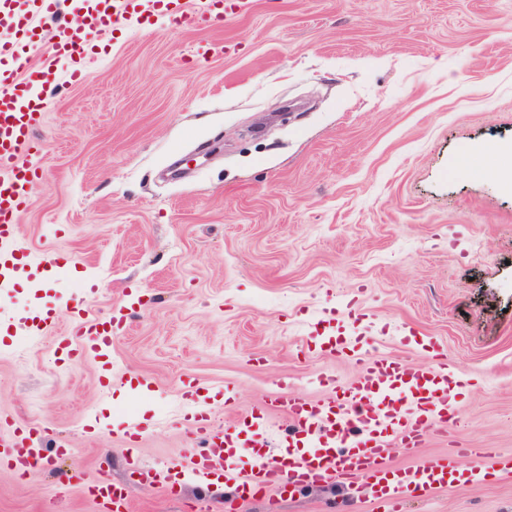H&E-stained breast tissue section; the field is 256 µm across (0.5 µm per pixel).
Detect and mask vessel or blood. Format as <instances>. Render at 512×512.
<instances>
[{"label":"vessel or blood","instance_id":"1","mask_svg":"<svg viewBox=\"0 0 512 512\" xmlns=\"http://www.w3.org/2000/svg\"><path fill=\"white\" fill-rule=\"evenodd\" d=\"M239 0H76L72 21L51 31L53 57L33 68L28 48L37 35L34 18L60 10L61 0H0V31L11 34L0 41V279L22 272L28 254L19 238L20 213L31 204V190L40 178L39 166L30 157L37 148L36 131L44 114L38 91L52 72L55 59L70 60L69 78L79 81L83 59L98 55L95 37L104 30L118 31L130 17L156 18L179 28L221 29L226 13ZM74 326L56 332L52 315L32 317L29 330L53 336L58 350L69 361L91 353L109 356L112 351L111 318L85 319L84 300L71 308ZM313 355L355 360L358 378L337 386L335 394L311 402L292 394L274 398L270 411L288 420L296 434L311 436L313 446L274 453L256 444V432L265 428L268 413L238 416L232 423L217 424L210 409L197 403L190 420L198 446L186 449L183 462L161 470L149 469L136 454L127 461L135 474H149L161 490L172 491L186 478L209 483H231L242 498L282 489L331 481L364 482L372 498L388 501L403 491L433 492L461 481H477L483 471L512 472V453L476 454L467 474H459L450 461L424 462L403 469L390 468L392 443L415 448L425 432L446 433L460 423L457 397L468 385L442 362L430 365L406 359L377 356L371 341L351 340L334 326L324 327L309 349ZM40 430L33 425L11 424L0 431V465L25 475L35 468L42 451L35 445ZM89 492L108 506L109 512H128L124 485L101 479Z\"/></svg>","mask_w":512,"mask_h":512}]
</instances>
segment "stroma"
I'll use <instances>...</instances> for the list:
<instances>
[{
  "instance_id": "35a3bbf8",
  "label": "stroma",
  "mask_w": 512,
  "mask_h": 512,
  "mask_svg": "<svg viewBox=\"0 0 512 512\" xmlns=\"http://www.w3.org/2000/svg\"><path fill=\"white\" fill-rule=\"evenodd\" d=\"M40 97L19 226L61 261L0 282V415L47 453L24 477L0 467V512H106L102 478L130 512H372L354 484L167 494L126 464L182 460L185 383L221 424L282 383L317 400L353 381V362L303 353L343 301L378 354L425 364L439 343L473 380L460 426L391 448L393 467L512 452V187L493 174L512 147V0H244L220 31L116 33ZM81 297L114 318L111 371L24 330L47 311L68 326ZM400 512H512V475L406 493ZM89 493L105 502L108 505L107 511H129L127 489L123 484L112 483L107 479H99L89 487Z\"/></svg>"
}]
</instances>
